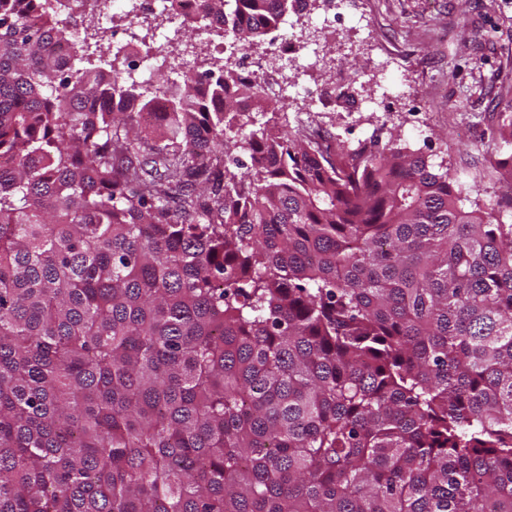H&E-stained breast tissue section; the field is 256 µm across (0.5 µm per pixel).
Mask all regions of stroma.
<instances>
[{"label":"stroma","instance_id":"obj_1","mask_svg":"<svg viewBox=\"0 0 512 512\" xmlns=\"http://www.w3.org/2000/svg\"><path fill=\"white\" fill-rule=\"evenodd\" d=\"M280 35L317 43L320 60L295 82L290 128L310 122L333 144L353 149L395 138L447 167L463 196L495 209L512 188L495 165L488 129L512 106V0H316L289 15ZM355 100L389 93L380 112H353Z\"/></svg>","mask_w":512,"mask_h":512}]
</instances>
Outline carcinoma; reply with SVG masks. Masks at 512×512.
<instances>
[{"mask_svg": "<svg viewBox=\"0 0 512 512\" xmlns=\"http://www.w3.org/2000/svg\"><path fill=\"white\" fill-rule=\"evenodd\" d=\"M57 14L0 0V512H512V224L221 63L157 73L149 133Z\"/></svg>", "mask_w": 512, "mask_h": 512, "instance_id": "1", "label": "carcinoma"}]
</instances>
